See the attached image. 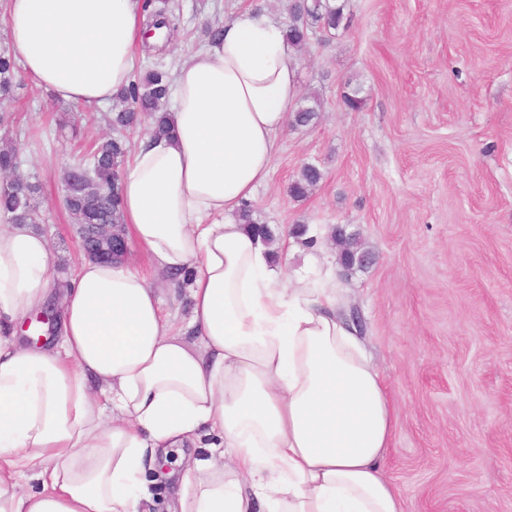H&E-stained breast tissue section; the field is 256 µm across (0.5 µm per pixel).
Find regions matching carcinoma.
Returning <instances> with one entry per match:
<instances>
[{
  "label": "carcinoma",
  "mask_w": 512,
  "mask_h": 512,
  "mask_svg": "<svg viewBox=\"0 0 512 512\" xmlns=\"http://www.w3.org/2000/svg\"><path fill=\"white\" fill-rule=\"evenodd\" d=\"M351 21L348 0H290L288 20L284 22L286 37L291 45L303 48L315 33L331 36ZM16 60L8 51L0 52V95L7 97L17 85ZM172 76L170 72L150 69L131 81L124 91L113 98L112 129L117 135L99 139L91 151V163L74 164L67 170L68 208L82 216L87 224H110L118 236H125L120 208L122 176L128 160L126 141L118 132L133 128L142 119L151 120L152 136L165 134L169 128L168 103ZM363 88L359 83L348 82L341 96V103L350 112H359L365 105ZM317 99L301 105L291 114L295 127L310 125L320 112ZM322 172L314 164H305L288 186V196L295 201L307 198L321 181ZM37 187L29 181L15 184L3 181L0 208L10 215L14 224L39 223V206L34 202ZM237 220L246 229L261 237L268 245L276 242L274 230L257 221L247 204L238 211Z\"/></svg>",
  "instance_id": "obj_1"
}]
</instances>
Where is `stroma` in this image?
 Masks as SVG:
<instances>
[{"instance_id":"35a3bbf8","label":"stroma","mask_w":512,"mask_h":512,"mask_svg":"<svg viewBox=\"0 0 512 512\" xmlns=\"http://www.w3.org/2000/svg\"><path fill=\"white\" fill-rule=\"evenodd\" d=\"M169 40L140 44L136 67H175L204 22L281 0H177ZM348 30L312 37L298 58L301 97L322 109L284 127L267 180L249 200L279 228L287 278L337 272L336 288L381 370L397 416L386 470L406 512H512V0H349ZM366 105L339 104L347 80ZM0 127L37 200L57 261L85 255L64 204L65 168L111 134V106L84 107L24 80ZM38 129L31 137L30 129ZM323 179L304 201L287 188L301 166ZM304 224L305 238L292 229ZM358 231L374 259L340 270L332 225Z\"/></svg>"}]
</instances>
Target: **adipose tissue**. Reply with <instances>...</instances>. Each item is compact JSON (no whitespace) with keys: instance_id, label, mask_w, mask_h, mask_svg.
I'll return each mask as SVG.
<instances>
[{"instance_id":"adipose-tissue-1","label":"adipose tissue","mask_w":512,"mask_h":512,"mask_svg":"<svg viewBox=\"0 0 512 512\" xmlns=\"http://www.w3.org/2000/svg\"><path fill=\"white\" fill-rule=\"evenodd\" d=\"M0 20L63 100L103 104L129 83L140 0H5ZM298 68L279 20L235 13L223 40L182 54L170 132L124 171L127 242L161 280L190 276L184 334L124 261H84L52 297L46 238L0 226V512H144L145 467L212 431L224 449L181 471V512H406L384 466L393 404L336 289L288 287L231 218L269 175ZM49 307L52 337L17 342ZM24 468L42 488L18 496Z\"/></svg>"}]
</instances>
